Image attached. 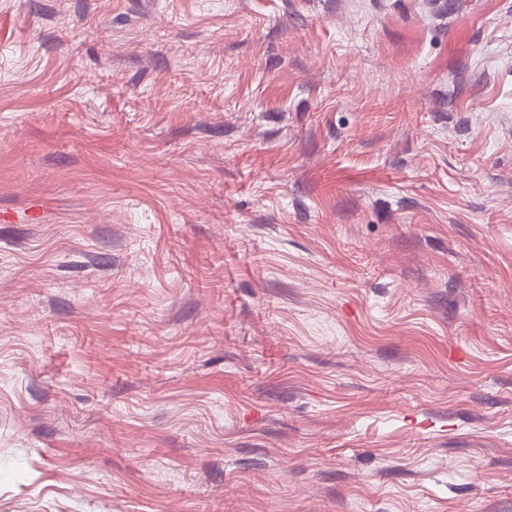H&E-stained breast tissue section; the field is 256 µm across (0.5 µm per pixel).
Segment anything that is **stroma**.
I'll return each mask as SVG.
<instances>
[{"instance_id":"obj_1","label":"stroma","mask_w":512,"mask_h":512,"mask_svg":"<svg viewBox=\"0 0 512 512\" xmlns=\"http://www.w3.org/2000/svg\"><path fill=\"white\" fill-rule=\"evenodd\" d=\"M0 512H512V0H0Z\"/></svg>"}]
</instances>
